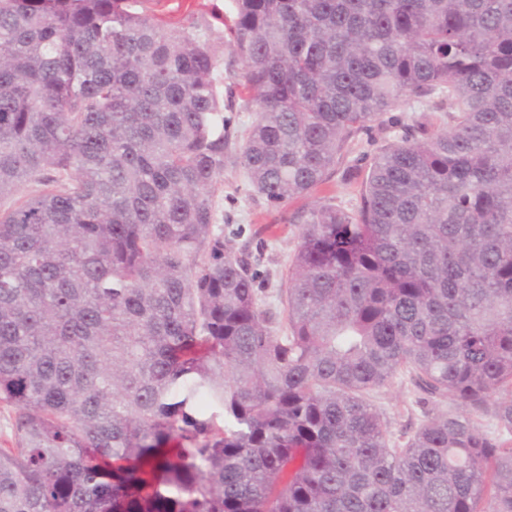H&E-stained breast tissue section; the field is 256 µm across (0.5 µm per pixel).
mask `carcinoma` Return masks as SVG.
<instances>
[{
	"label": "carcinoma",
	"instance_id": "1",
	"mask_svg": "<svg viewBox=\"0 0 512 512\" xmlns=\"http://www.w3.org/2000/svg\"><path fill=\"white\" fill-rule=\"evenodd\" d=\"M143 2L0 0V512H512V0H233L232 149L210 24ZM424 98L265 307L224 166L278 207ZM428 103L426 101L416 102L413 104L412 109L408 106L398 108L397 110L390 112L387 117H392L394 122L401 124H411L414 118L420 116L423 112L428 111ZM428 114L434 115V123L435 125L445 126L446 122H448V118L444 117V112H426ZM409 385L400 386L398 380L371 395V403L388 421L392 441L404 443L422 420V410L415 403Z\"/></svg>",
	"mask_w": 512,
	"mask_h": 512
}]
</instances>
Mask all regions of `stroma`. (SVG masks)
<instances>
[{
    "label": "stroma",
    "mask_w": 512,
    "mask_h": 512,
    "mask_svg": "<svg viewBox=\"0 0 512 512\" xmlns=\"http://www.w3.org/2000/svg\"><path fill=\"white\" fill-rule=\"evenodd\" d=\"M149 8L159 21L172 28H190L200 17L208 20L212 44L221 61L219 89L228 88L243 73V62L234 58L223 40L224 21L232 11V0H151ZM384 138V131L374 129L360 134L353 142L344 164L356 170V178L348 180L342 173H335L311 196L288 202L279 209L266 206L252 195L241 168L226 165L214 191L215 232L234 238L236 245L248 246L258 259L260 273L269 276L271 284H278L297 245L299 227L289 223L291 213L324 197L342 207L356 208L362 189L358 173L369 167ZM371 402L386 417L393 441L405 442L422 420V410L414 395L400 384L379 389L372 394Z\"/></svg>",
    "instance_id": "stroma-1"
}]
</instances>
